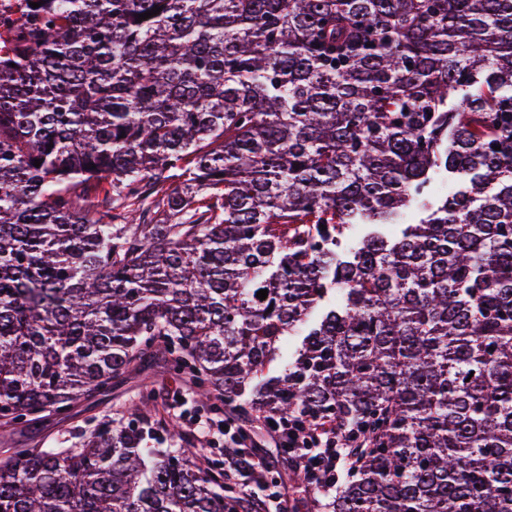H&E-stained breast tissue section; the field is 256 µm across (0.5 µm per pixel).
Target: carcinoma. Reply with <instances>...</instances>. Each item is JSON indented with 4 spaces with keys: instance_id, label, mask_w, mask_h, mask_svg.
<instances>
[{
    "instance_id": "carcinoma-1",
    "label": "carcinoma",
    "mask_w": 512,
    "mask_h": 512,
    "mask_svg": "<svg viewBox=\"0 0 512 512\" xmlns=\"http://www.w3.org/2000/svg\"><path fill=\"white\" fill-rule=\"evenodd\" d=\"M26 2L0 56V424L160 352L213 410L344 430L328 512H512V0ZM441 172L462 181L418 223L343 248ZM132 408L0 451V512H259L155 390Z\"/></svg>"
}]
</instances>
